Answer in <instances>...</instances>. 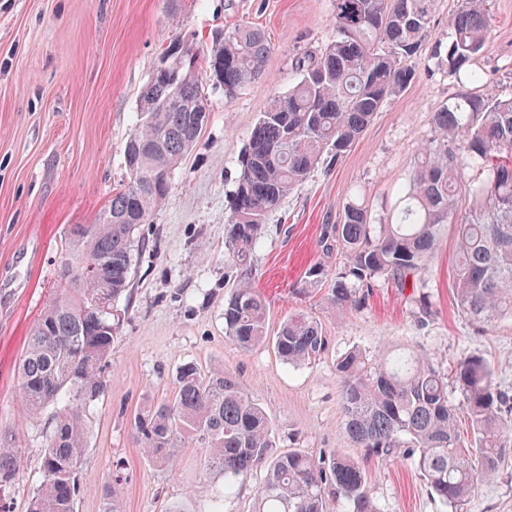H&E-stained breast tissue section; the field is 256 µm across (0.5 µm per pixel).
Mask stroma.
<instances>
[{"label":"stroma","instance_id":"stroma-1","mask_svg":"<svg viewBox=\"0 0 512 512\" xmlns=\"http://www.w3.org/2000/svg\"><path fill=\"white\" fill-rule=\"evenodd\" d=\"M461 0H433L434 21L413 59L415 79L377 113L331 171L315 169L269 213L252 257L253 285L264 299L268 333L303 312L321 322L328 349L290 365L272 344L240 351L224 335L232 283L224 264V214L250 131L269 100L296 83L292 61L317 54L336 33L334 0H0V426L21 425L24 465L6 486L26 512L42 481V422L18 399L17 370L27 338L53 288L61 245L73 224L90 223L125 180L124 146L136 126L141 90L163 50L177 38L196 44L218 28L250 21L271 52L261 76L233 99L210 95L206 127L172 175L167 202L143 225L130 309L112 345L111 383L90 414L86 476L77 512H102L105 485L119 477L123 512H255L266 472L232 493L204 475V450L191 440L177 463L150 461L133 437V418L169 399L177 370L224 368L273 425V453L291 448L320 457L339 450L365 464L376 512H451L419 476L413 458H366L345 430L336 360L357 348L374 357L407 348L441 371L467 355L491 361L498 384L512 388V323L480 333L458 315L451 295L455 238L445 232L430 263L421 319L398 288L377 283L364 305L333 310L325 287L305 289V273L338 272L345 256L325 252L328 225L357 199L383 216L409 179L432 135L434 112L470 89L465 75L438 69L432 45L448 40ZM474 67L482 93L512 96V0H494L487 39ZM462 512H512V453L479 485Z\"/></svg>","mask_w":512,"mask_h":512}]
</instances>
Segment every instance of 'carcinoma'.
Listing matches in <instances>:
<instances>
[{"instance_id": "carcinoma-1", "label": "carcinoma", "mask_w": 512, "mask_h": 512, "mask_svg": "<svg viewBox=\"0 0 512 512\" xmlns=\"http://www.w3.org/2000/svg\"><path fill=\"white\" fill-rule=\"evenodd\" d=\"M336 37L320 53L295 59L297 83L270 99L239 160L224 216V248L235 286L224 302V334L248 352L267 339L266 308L251 285V255L270 212L318 167L331 168L383 106L414 79L411 58L433 21L432 0H335ZM489 0H461L448 43L432 46L436 65L457 73L482 51ZM271 46L264 31L243 23L217 30L195 47L180 40L163 51L179 74L156 67L141 91L135 132L124 148L127 178L85 231L73 224L61 251L60 279L33 325L18 371L28 417L48 416L40 452L42 482L27 512H76L90 426L87 411L107 390L118 302L131 296L137 236L168 199L171 174L197 142L209 116L205 87L233 99L263 70ZM428 139L391 212L372 222L348 202L323 238L348 265L330 279L329 304L358 309L378 280L402 290L421 318L433 315L422 275L443 231L454 230L457 258L452 296L479 330L512 321V97L465 90L433 114ZM475 171L465 177V170ZM321 324L306 313L288 317L274 347L300 365L324 352ZM346 431L368 456L386 460L410 449L428 487L460 512L481 481L496 476L512 451V394L482 356L461 359L445 377L414 353L371 361L359 349L336 359ZM171 400L137 413L136 440L147 458L171 465L185 438L205 448L204 467L224 475V490L266 471L257 512H323L325 495L349 512H375L365 470L336 452L318 459L301 449L272 454L264 409L224 370L183 365ZM460 395L448 398V385ZM19 429L0 428V487L23 466ZM103 512H121L108 484Z\"/></svg>"}]
</instances>
